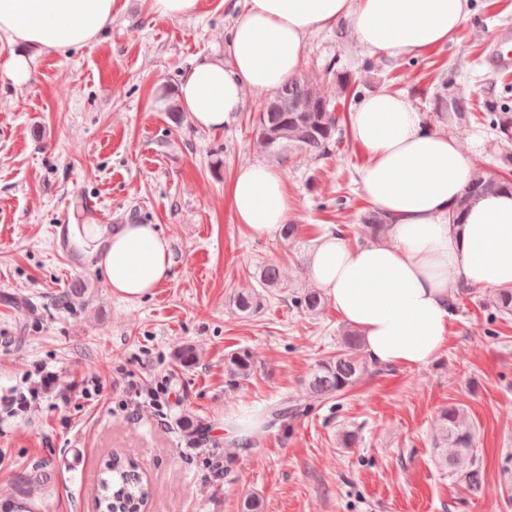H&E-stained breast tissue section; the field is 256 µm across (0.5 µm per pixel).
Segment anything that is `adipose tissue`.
<instances>
[{
  "mask_svg": "<svg viewBox=\"0 0 512 512\" xmlns=\"http://www.w3.org/2000/svg\"><path fill=\"white\" fill-rule=\"evenodd\" d=\"M113 0H0V39L65 52L97 40L112 24ZM468 15V0H246L227 38V59L200 58L181 76L177 102L192 125L236 122L247 93L271 94L298 72L306 36L349 22L370 55L400 60L444 44ZM350 132L367 151L359 172L369 204L387 224L351 245L323 233L305 257L312 283L361 335L377 367L419 368L442 350L460 285L512 288V195L481 196L459 224L471 164L456 137L429 128L413 103L382 90L362 98ZM236 223L257 235L280 232L292 208L272 166L242 164L228 185ZM73 242L126 299L168 281V238L150 224H73Z\"/></svg>",
  "mask_w": 512,
  "mask_h": 512,
  "instance_id": "obj_1",
  "label": "adipose tissue"
}]
</instances>
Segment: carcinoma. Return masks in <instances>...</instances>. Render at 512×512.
<instances>
[{
    "mask_svg": "<svg viewBox=\"0 0 512 512\" xmlns=\"http://www.w3.org/2000/svg\"><path fill=\"white\" fill-rule=\"evenodd\" d=\"M339 122L335 106L317 86L304 76L296 75L266 102L256 120L255 136L268 156L284 165L306 154H328L330 146L336 142ZM491 128L505 140H512V113H495ZM501 191H512L509 174L482 165L474 167L471 184L457 210L448 217L449 223H460L465 210L481 195ZM363 221L364 230L372 236L378 235L385 225L383 216L376 211L365 214ZM259 277L265 287L281 286L280 270L272 263L260 268ZM261 304L259 293L239 294L233 300L235 310L244 316L256 312ZM294 304L308 313H316L325 301L319 291L311 289L294 297ZM489 304L503 315H512V289L495 292ZM360 347V334L354 330L344 331L336 355L320 361L309 375L306 383L309 398L317 402L338 398L355 386L367 371ZM252 368L249 351L232 353L227 358V382L236 385L247 380ZM299 411L300 404L285 399L266 408L263 417L274 423ZM439 420L441 435L434 446L438 466L468 486L478 484L476 428L469 421L467 411L458 405H448L441 409ZM100 475L97 503L100 512H144L153 490L132 459L114 451L101 460ZM39 486L38 477L32 474L21 477L19 495L10 512H35L34 494Z\"/></svg>",
    "mask_w": 512,
    "mask_h": 512,
    "instance_id": "obj_1",
    "label": "carcinoma"
}]
</instances>
